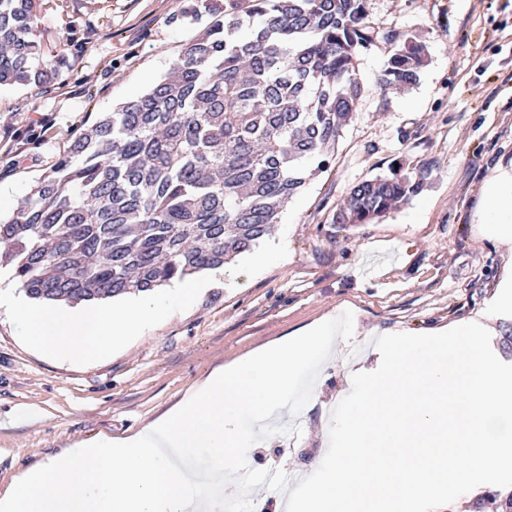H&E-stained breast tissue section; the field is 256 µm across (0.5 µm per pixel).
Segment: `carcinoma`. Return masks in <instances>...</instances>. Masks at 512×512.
<instances>
[{
  "mask_svg": "<svg viewBox=\"0 0 512 512\" xmlns=\"http://www.w3.org/2000/svg\"><path fill=\"white\" fill-rule=\"evenodd\" d=\"M66 0H0V84L43 86L56 56L38 13ZM168 77L74 136L11 217L0 265L28 297L79 304L151 291L224 265L268 236L279 209L333 162L362 95L359 52L391 45L378 78L409 89L424 44L369 19L366 0H233ZM428 172L355 186L338 224L420 193Z\"/></svg>",
  "mask_w": 512,
  "mask_h": 512,
  "instance_id": "cac0c4a2",
  "label": "carcinoma"
}]
</instances>
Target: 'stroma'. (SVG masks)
I'll return each instance as SVG.
<instances>
[{
  "mask_svg": "<svg viewBox=\"0 0 512 512\" xmlns=\"http://www.w3.org/2000/svg\"><path fill=\"white\" fill-rule=\"evenodd\" d=\"M383 30L427 47L404 92L377 80L386 43L362 50L357 111L329 170L280 209L271 235L229 258L223 284L169 312L101 357L76 362L32 347L0 307V494L19 474L75 441L139 430L178 404L212 369L309 324L352 311L353 342L317 379L300 436L254 444L256 469L297 476L329 445L325 413L351 390L344 369L359 346L367 370L381 355L373 330L424 333L479 322L512 364V247L480 222L497 165L512 164V0H366ZM202 0H68L38 27L60 59L49 85L0 87V217L9 218L72 134L160 81L213 21ZM429 169L417 196L365 224H339L337 206L378 176Z\"/></svg>",
  "mask_w": 512,
  "mask_h": 512,
  "instance_id": "stroma-1",
  "label": "stroma"
}]
</instances>
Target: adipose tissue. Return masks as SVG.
<instances>
[{
  "label": "adipose tissue",
  "mask_w": 512,
  "mask_h": 512,
  "mask_svg": "<svg viewBox=\"0 0 512 512\" xmlns=\"http://www.w3.org/2000/svg\"><path fill=\"white\" fill-rule=\"evenodd\" d=\"M512 193V172L500 170L486 188L483 223L489 224L502 240H512V206L504 199ZM22 319L28 340L35 348L78 361H90L129 336L143 322L167 313L168 299L146 291L139 293L129 307L121 311L89 306L83 310L53 312L32 305L26 297L9 301Z\"/></svg>",
  "instance_id": "obj_1"
}]
</instances>
